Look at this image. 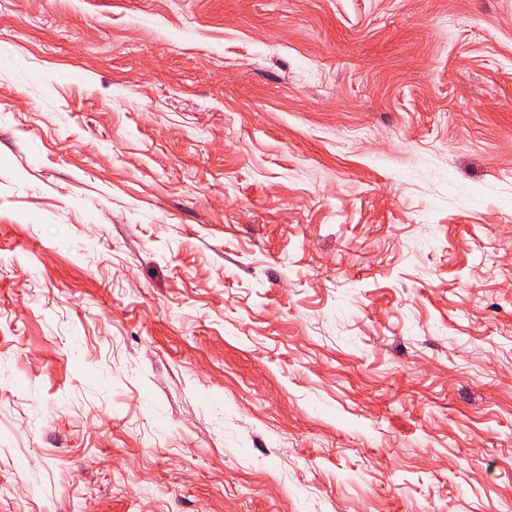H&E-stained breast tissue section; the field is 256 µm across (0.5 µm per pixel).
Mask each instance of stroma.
<instances>
[{"instance_id": "obj_1", "label": "stroma", "mask_w": 512, "mask_h": 512, "mask_svg": "<svg viewBox=\"0 0 512 512\" xmlns=\"http://www.w3.org/2000/svg\"><path fill=\"white\" fill-rule=\"evenodd\" d=\"M512 512V0H0V512Z\"/></svg>"}]
</instances>
